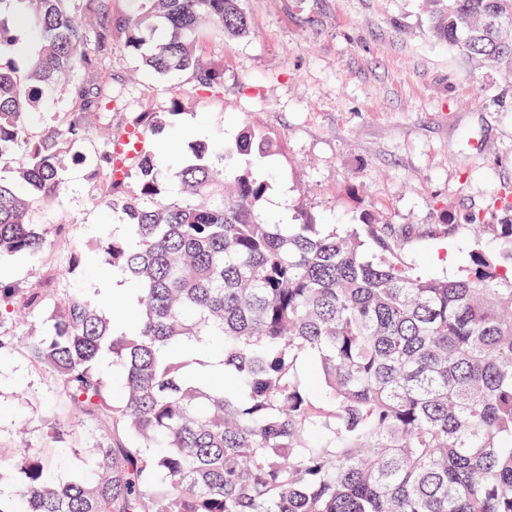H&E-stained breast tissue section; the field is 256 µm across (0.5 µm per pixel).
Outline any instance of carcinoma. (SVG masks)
Segmentation results:
<instances>
[{"label":"carcinoma","mask_w":512,"mask_h":512,"mask_svg":"<svg viewBox=\"0 0 512 512\" xmlns=\"http://www.w3.org/2000/svg\"><path fill=\"white\" fill-rule=\"evenodd\" d=\"M119 33L151 72L190 71L219 93L223 70L194 53L198 30L248 31L244 0H136ZM430 31L467 60L512 75V0H427ZM92 47L81 48L80 24ZM112 0H0V256H38L55 228L34 209L63 190L91 120L108 137L92 159L95 193L128 237L97 244L138 290L128 332L87 294L63 301L0 282L41 330L0 329L54 380L62 405L103 438L91 473L51 477L67 430L57 416L38 450H0V512H512V189L468 215L480 246L451 277L402 260L407 234L371 213L344 235L305 214L271 224L254 165L275 139L244 128L233 147L188 146L171 174L137 147L172 112L112 124ZM33 36L25 71L16 48ZM66 87L72 112L34 131L41 100ZM125 144L117 154L113 147ZM178 195L169 198L172 180ZM221 343L224 388L189 372L183 346ZM122 370L124 399L100 363ZM314 362L321 396L303 364Z\"/></svg>","instance_id":"1"}]
</instances>
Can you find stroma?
<instances>
[{
  "label": "stroma",
  "mask_w": 512,
  "mask_h": 512,
  "mask_svg": "<svg viewBox=\"0 0 512 512\" xmlns=\"http://www.w3.org/2000/svg\"><path fill=\"white\" fill-rule=\"evenodd\" d=\"M246 35L202 31L200 58L222 67L224 91L198 90L191 73L158 76L114 38L108 69L116 115H179L146 140L168 171L203 138L231 147L244 126L273 132L279 149L263 160L262 209L281 223L306 212L348 230L360 214L409 234L407 260L424 276L454 275L474 246L470 212L512 187V82L453 55L435 40L422 0H245ZM103 145L90 132L65 188L35 215L59 226L40 256L0 257V280L15 288L81 290L111 309L100 283L112 276L94 255L68 275L75 244L112 237L116 217L94 206L90 159ZM62 416L71 438L53 468L63 479L86 466L102 434L97 422L62 411L53 381L17 350L0 352V446L45 443L44 421Z\"/></svg>",
  "instance_id": "stroma-1"
}]
</instances>
